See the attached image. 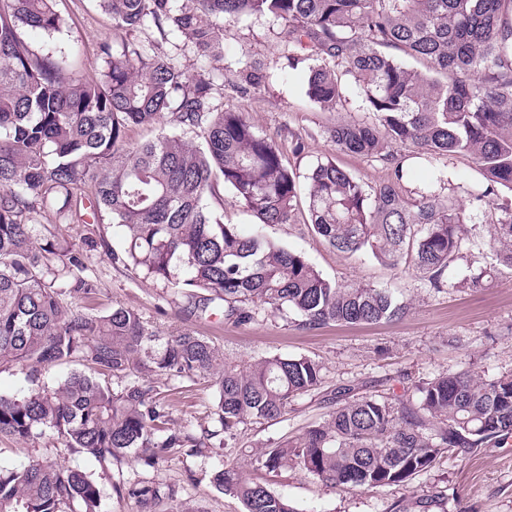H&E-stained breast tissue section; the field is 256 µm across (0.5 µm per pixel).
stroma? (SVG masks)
<instances>
[{
	"instance_id": "stroma-1",
	"label": "stroma",
	"mask_w": 512,
	"mask_h": 512,
	"mask_svg": "<svg viewBox=\"0 0 512 512\" xmlns=\"http://www.w3.org/2000/svg\"><path fill=\"white\" fill-rule=\"evenodd\" d=\"M68 26L59 42L78 44L81 56L77 72L97 77L102 62L98 46L104 40L120 44L128 38L116 29L111 17L96 0H58ZM268 18H241L224 23V63L231 66L242 54L258 58L270 76L268 90L242 95L224 88L225 107L246 113L260 133L273 137L289 167L307 173L321 156L372 186L387 179L390 166L379 159L337 151L327 140V127L342 119L358 118L356 105L327 112L305 95L308 68L298 65L285 71ZM133 42L152 46L155 52L174 53L152 29L134 33ZM303 141V154H295L296 141ZM59 239L75 244L84 254V276L94 288L91 299H72V307L100 313L116 306L137 310L161 335L189 329L205 336L224 353L225 362L247 367L254 359L269 355H306L323 365L320 387L299 396L287 415L271 423L248 422L239 426L234 439L218 452L160 462L150 468L130 460L123 469L103 467L94 459L71 454L58 441L40 438L14 441L0 438V468H12L35 459L62 463L87 472L102 492V512H139L131 500L118 498L112 489L120 479L158 481L175 486L178 500L199 512H243L236 498L224 495L211 482L214 470L244 453L283 438H294L326 419L328 399L338 387L352 385L364 394L388 390L402 392L420 379L442 371L468 368L490 379L512 369V269L498 264L489 245L487 227H480L465 256L448 271L447 287L437 290L413 267L391 268L370 254L345 256L330 248L306 224H276L265 232L289 249L304 254L327 278L341 284H364L395 291L406 312L397 320L371 324L330 323L308 330L291 313L275 314L257 307L246 325L225 322L222 314L201 320L184 312L170 284L144 278L143 274L112 261L122 240L112 225L97 223L89 208H81L71 223H56L53 215L42 218ZM490 268L487 287L474 289L464 283L470 269ZM178 425L200 432L210 425L216 393L213 377L161 380L157 383ZM247 475L267 485L296 508L297 512H399L412 497L440 492L441 498L428 512H512V437L486 445L465 460H444L440 467L421 474L405 488L371 492L340 491L296 468L267 471L261 464L248 467ZM408 512H418L411 507Z\"/></svg>"
}]
</instances>
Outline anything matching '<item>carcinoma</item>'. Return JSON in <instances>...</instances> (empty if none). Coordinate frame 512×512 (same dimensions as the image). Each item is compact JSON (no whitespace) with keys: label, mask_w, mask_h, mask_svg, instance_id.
<instances>
[{"label":"carcinoma","mask_w":512,"mask_h":512,"mask_svg":"<svg viewBox=\"0 0 512 512\" xmlns=\"http://www.w3.org/2000/svg\"><path fill=\"white\" fill-rule=\"evenodd\" d=\"M127 33L151 27L175 33L201 66L189 74L172 58L133 43L99 44L102 69L74 75L75 47L32 52L28 28L52 38L66 20L57 0H0V370L19 367L24 394L0 393V436H50L68 451L147 467L224 447L248 421L275 422L294 400L320 385L321 366L305 357L269 355L240 370L192 331L160 336L135 310H71L64 297L95 288L82 277L83 252L39 235L40 217L72 216L74 199L91 189L94 211L123 237L112 260L176 286L183 310L216 309L245 325L252 306L292 312L299 325L374 323L404 314L387 288L339 285L300 252L267 237L263 227L303 223L344 253L369 251L396 267L410 263L433 288L462 258L479 224L491 226L500 265L512 267V0H98ZM271 17L287 67L310 62L305 93L337 111L358 92L372 123L327 129L341 152L378 157L387 182L365 188L330 158L305 179L288 167L276 141L243 112L215 103L224 80V19ZM263 67L245 54L231 88L266 89ZM170 115L176 132L133 146L129 127ZM402 148L430 169L427 183L404 185ZM474 158L482 183L457 199L455 157ZM255 219L254 228L224 222L209 203L219 187ZM183 271L184 279L175 280ZM79 362L50 385L43 373ZM218 374L214 425L196 436L170 425L153 381ZM121 383L114 389L98 377ZM323 423L259 455L276 472L298 468L338 490L407 486L444 457L466 458L512 435V371L491 380L440 372L417 396L360 395L353 386L331 397ZM212 483L239 499L244 512H295L286 498L224 464ZM141 512L174 507L175 488L150 481L114 486ZM101 489L87 473L32 460L0 469V512H100Z\"/></svg>","instance_id":"1"}]
</instances>
